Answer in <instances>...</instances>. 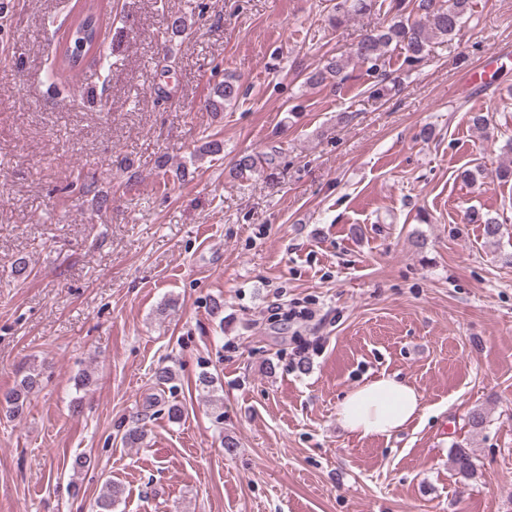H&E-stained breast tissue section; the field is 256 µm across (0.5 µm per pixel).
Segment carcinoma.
Masks as SVG:
<instances>
[{"mask_svg": "<svg viewBox=\"0 0 512 512\" xmlns=\"http://www.w3.org/2000/svg\"><path fill=\"white\" fill-rule=\"evenodd\" d=\"M374 6V0H337L332 6L333 22L341 26L345 20L369 13ZM98 6L85 4L73 15L71 24L65 29L61 41L54 47L51 68L46 72L47 79L52 85H57L66 77L67 72L77 67L75 60L76 32L85 29L89 32L86 51L100 56L103 52V41L97 17ZM394 21L380 30H373L354 45L349 56L342 55L330 58L322 68L311 73L306 79L309 85H324L331 77L336 82L346 79V70L351 64L366 65L372 76L382 82L386 78L385 67L389 53L397 48L406 51V61L419 63L429 53L430 43L434 39H452L460 30L464 19L472 16L473 0H398L394 5ZM241 85L238 77L231 75L218 84L214 98L209 100L207 108L212 112L224 110V106L238 101ZM277 151L269 153L243 154L239 156L233 168L235 175L244 177L254 173L259 168L273 170L276 168ZM467 219L471 224L483 225V233L489 240L497 238L501 227L498 221L472 210ZM40 385V373L30 370L20 380L19 384L3 394L0 406L6 408L11 417L23 411L28 395ZM452 462L464 478H470L475 473L472 457L466 449L457 445L452 449ZM121 489L108 479L104 482L98 496L94 500L93 512H113Z\"/></svg>", "mask_w": 512, "mask_h": 512, "instance_id": "1", "label": "carcinoma"}]
</instances>
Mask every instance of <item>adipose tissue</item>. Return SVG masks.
<instances>
[{"label": "adipose tissue", "instance_id": "adipose-tissue-1", "mask_svg": "<svg viewBox=\"0 0 512 512\" xmlns=\"http://www.w3.org/2000/svg\"><path fill=\"white\" fill-rule=\"evenodd\" d=\"M424 413L420 392L393 375L350 390L337 408L344 429L361 438L390 436Z\"/></svg>", "mask_w": 512, "mask_h": 512}]
</instances>
